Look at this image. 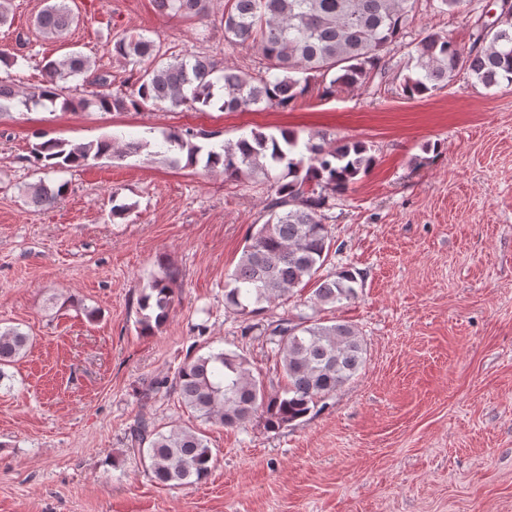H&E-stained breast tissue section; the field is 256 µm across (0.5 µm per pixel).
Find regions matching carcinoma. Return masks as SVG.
I'll return each instance as SVG.
<instances>
[{"label": "carcinoma", "mask_w": 512, "mask_h": 512, "mask_svg": "<svg viewBox=\"0 0 512 512\" xmlns=\"http://www.w3.org/2000/svg\"><path fill=\"white\" fill-rule=\"evenodd\" d=\"M163 14L198 17L210 0H154ZM418 0H230L224 11V39L256 50L270 62L263 73L230 68L197 52L164 59L156 41L142 35L121 38L114 52L127 63L149 59L121 92H112L106 74L95 76L90 98L81 100L101 112L138 110L148 105L187 104L196 111L216 106L223 112L246 111L261 105L286 107L307 92L314 79L324 92L367 84L393 70L390 47L405 37ZM77 17L67 0L53 3L37 17L46 36H59ZM91 60L72 52L44 66V83L19 93L0 80V111L14 100L25 108L55 104L63 84L91 70ZM400 88L408 98L430 96L465 75L485 88L512 85V0H502L497 20L478 29L470 45L446 34L424 29L408 53ZM208 135L173 130L163 135L173 163L224 174V181H262L270 197L267 220L247 240L235 269L224 285L225 307L241 316H256L275 302H286L296 289L315 282L307 301L311 313L294 321L278 320L272 329L287 386L269 393L253 376L247 359L233 351L188 356L174 380L150 383L153 393L163 388L176 393L201 420L238 427L254 417L276 430L309 414L321 399L351 381L365 367L366 344L359 329L348 322L326 321L321 308L350 302L358 296L357 273L331 268L332 238L325 224L331 201L367 176L376 159L363 141H345L326 134L301 138L293 130L266 133L253 130L217 146L198 142ZM150 146L145 139L128 142L106 138L73 144L49 138L31 149L34 162L64 171L87 166L102 156L137 154ZM67 189L61 183L32 186V200L52 205ZM177 269L163 266L162 274L142 288L138 305L140 331L150 333L168 319L174 301ZM30 343L18 327L0 329V387L11 380L5 368L13 365ZM132 446L148 461L152 480L161 486H193L205 480L214 464L212 448L200 430L173 427L157 431L141 422L131 432Z\"/></svg>", "instance_id": "cac0c4a2"}]
</instances>
